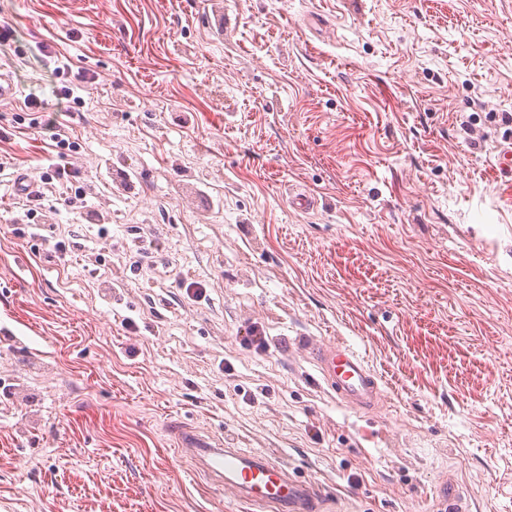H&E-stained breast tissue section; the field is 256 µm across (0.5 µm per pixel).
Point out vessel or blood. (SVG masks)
<instances>
[{
    "label": "vessel or blood",
    "mask_w": 512,
    "mask_h": 512,
    "mask_svg": "<svg viewBox=\"0 0 512 512\" xmlns=\"http://www.w3.org/2000/svg\"><path fill=\"white\" fill-rule=\"evenodd\" d=\"M312 355L323 380L337 398L350 406L369 410L380 398V383L360 354L336 341L313 346ZM182 438L197 463L223 479L245 501L274 512H316V489L293 479L287 470L266 455L223 447L183 430ZM437 512H463L459 490L441 485L436 491Z\"/></svg>",
    "instance_id": "obj_1"
}]
</instances>
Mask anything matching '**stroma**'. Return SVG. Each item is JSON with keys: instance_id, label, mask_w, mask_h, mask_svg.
<instances>
[{"instance_id": "1", "label": "stroma", "mask_w": 512, "mask_h": 512, "mask_svg": "<svg viewBox=\"0 0 512 512\" xmlns=\"http://www.w3.org/2000/svg\"><path fill=\"white\" fill-rule=\"evenodd\" d=\"M0 512H257L175 424L321 512H512V0H0ZM83 212L17 182L57 161ZM99 254L102 263L87 258ZM199 282L206 296H187ZM352 344L377 409L308 354ZM42 116H45V115H40V116L32 118L31 123H32V125L43 123L49 129H55L52 131V132H54L52 134V140H53V142L56 143L55 147L59 149L57 156L59 158H61L60 159L61 161L65 162L66 158L69 156L68 152H74V151H76V149H78L77 142L70 141L71 137L68 136V133L64 129L57 127V125H56L57 121L55 119L48 118V119H45L42 122H40L38 117H42ZM56 128H58V129H56ZM436 501L438 510L436 512H462L465 509L462 506V499L459 490L453 485L444 482L436 491Z\"/></svg>"}]
</instances>
